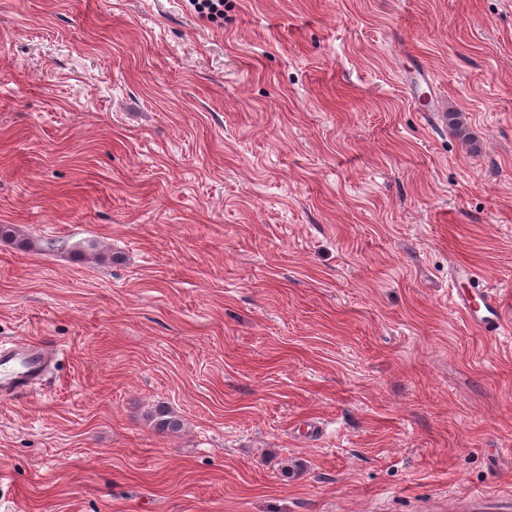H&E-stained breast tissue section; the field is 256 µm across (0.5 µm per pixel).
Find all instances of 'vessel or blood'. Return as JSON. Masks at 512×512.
Listing matches in <instances>:
<instances>
[{
    "instance_id": "1",
    "label": "vessel or blood",
    "mask_w": 512,
    "mask_h": 512,
    "mask_svg": "<svg viewBox=\"0 0 512 512\" xmlns=\"http://www.w3.org/2000/svg\"><path fill=\"white\" fill-rule=\"evenodd\" d=\"M453 306L486 334H499L500 301L492 290L471 287L451 294ZM53 351L41 343L14 342L0 345V399L29 392L51 368ZM473 512H512V499L479 495L472 501Z\"/></svg>"
}]
</instances>
